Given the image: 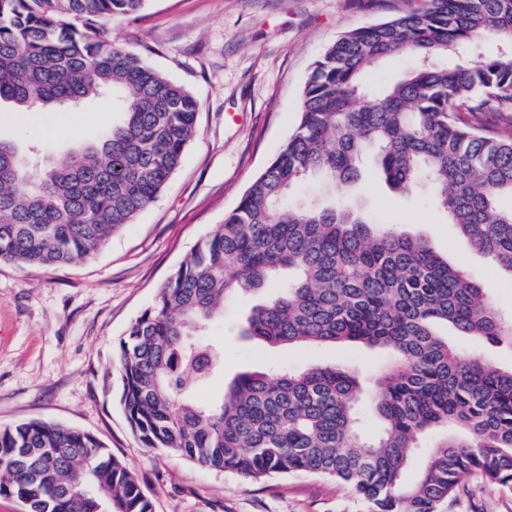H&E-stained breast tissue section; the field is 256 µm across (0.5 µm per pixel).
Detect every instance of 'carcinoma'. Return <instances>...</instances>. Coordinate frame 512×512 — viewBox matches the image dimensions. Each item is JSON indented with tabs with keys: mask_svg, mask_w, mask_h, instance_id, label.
<instances>
[{
	"mask_svg": "<svg viewBox=\"0 0 512 512\" xmlns=\"http://www.w3.org/2000/svg\"><path fill=\"white\" fill-rule=\"evenodd\" d=\"M147 2L0 0V103L28 112L110 94L121 113L97 141L40 161L0 140V263L91 256L180 167L199 101L104 37ZM487 37L512 41V0H427L343 32L319 55L288 140L119 342V403L144 447L255 482L319 476L369 512H440L471 481L512 485V370L439 331L512 343V316L425 238L344 196L374 153L394 191L428 183L456 233L512 277V208L499 206L512 197V50L487 53ZM445 53L450 63L431 62ZM404 54L415 64L403 78L364 84L366 67ZM309 175L320 197L289 202ZM259 293L241 335L361 344L384 360L368 378L336 364L245 372L221 402L198 404L194 386L224 366L204 331L236 296ZM0 495L26 512H153L97 437L40 420L0 427Z\"/></svg>",
	"mask_w": 512,
	"mask_h": 512,
	"instance_id": "obj_1",
	"label": "carcinoma"
}]
</instances>
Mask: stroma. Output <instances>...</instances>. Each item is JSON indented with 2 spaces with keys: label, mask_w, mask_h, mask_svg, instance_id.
<instances>
[{
  "label": "stroma",
  "mask_w": 512,
  "mask_h": 512,
  "mask_svg": "<svg viewBox=\"0 0 512 512\" xmlns=\"http://www.w3.org/2000/svg\"><path fill=\"white\" fill-rule=\"evenodd\" d=\"M424 0H149L114 19L112 41L149 63L200 102L198 132L153 204L90 259L60 267L0 264V426L38 419L97 436L138 477L153 512H368L344 486L309 475L254 482L178 454L141 446L111 378L114 351L130 323L200 238L222 224L250 180L295 125L312 63L341 32L372 24ZM105 102L54 112L0 106V138L42 152L87 143L118 121ZM351 200L367 214L426 238L449 263L488 287L512 313V278L459 238L428 190L400 195L372 172ZM251 296L215 320L208 343L224 367L194 391L213 404L241 373L280 363L293 369L345 363L370 368L380 351L358 346L272 350L243 339ZM446 512H512V487L487 485Z\"/></svg>",
  "instance_id": "35a3bbf8"
}]
</instances>
